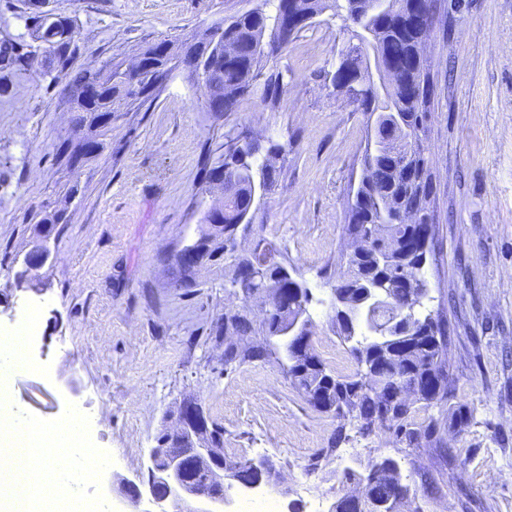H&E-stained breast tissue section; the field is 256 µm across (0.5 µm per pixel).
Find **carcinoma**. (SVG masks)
I'll use <instances>...</instances> for the list:
<instances>
[{
	"label": "carcinoma",
	"mask_w": 512,
	"mask_h": 512,
	"mask_svg": "<svg viewBox=\"0 0 512 512\" xmlns=\"http://www.w3.org/2000/svg\"><path fill=\"white\" fill-rule=\"evenodd\" d=\"M31 9L29 20L33 25L36 40L49 51L54 63L66 80L65 98L71 111L81 113L79 121H85L83 113L92 115V120L106 127L113 110L121 106H143L153 102L162 88L157 78L167 68L165 62L152 59L140 73V92L114 77V63L107 62L98 70L73 71L72 61L78 51L74 31L69 18L50 11L40 10L35 0H27ZM305 9L318 14L332 9L335 14L347 13L354 18L358 12L355 0H301ZM276 15L263 11H248L234 17L224 28V40L235 45L224 62H211L209 44L205 38L191 45L184 61L193 69H203L207 74L208 88L215 96H224V111H234L240 98L257 91L263 100L274 103L283 89L280 74H271L262 87H257L255 78L264 68L265 58L275 51H265L266 30L275 25ZM374 46L378 54V66L391 73L386 96H380L378 88L368 84L362 98L353 100L357 110L364 114L375 111L387 112L381 120L387 134L366 141L360 164L362 175L356 190L354 214L348 217L346 232L371 238L362 253L345 258L347 273L340 277L335 288L334 308L337 334L342 341L351 344L350 352L357 368L350 377H340L327 370L320 357L312 352L304 358L294 356L289 349L288 336L284 331L293 323L297 312L274 314L268 319L237 324L238 335L252 337L253 343L246 351L237 353L224 351V369L232 370L245 364L265 360L274 349H282L288 355L286 373L296 389L317 409L332 412L338 419H354L360 429L368 431L374 423L394 429L396 436L407 442V446H419L421 440L441 441L440 433L448 425L447 417L429 416L419 424L411 420L412 402L404 401L398 394L416 388L418 381L432 376L437 381L433 394H419L417 400L431 407L448 397V324L442 315H421L414 306L416 290L428 294L427 281L418 273L417 288H403L399 284L402 268L407 265L403 254V239L412 235L410 225L399 223L401 212L422 204L419 184L416 180L423 172L429 181H434L431 169L424 168L420 151L410 147L407 135L398 132V127L416 129L423 127L430 113L433 80L429 65L414 64L418 32L407 25L406 11L400 10L376 20L372 27ZM28 57L24 45L11 40L0 42V70L11 71L21 67ZM397 117L400 126L388 122ZM282 146L272 141L263 145L260 141H244L238 148V157L228 163L224 171V183L236 188L235 198L225 202L224 211L207 218L209 224H249L252 214V184L268 187L280 175L273 165ZM257 249L245 256L224 250L223 245L211 247L200 241L202 259L224 254L230 260L228 273L242 264L258 266L256 288H265L276 281L280 265L275 261L265 262L272 252L270 243L263 237L257 240ZM385 297V304H369L365 315L345 317L340 311L344 296L371 298L375 292ZM412 312L413 327L409 335L411 350L402 349V340L390 326V310ZM392 391L395 398L383 399L377 390ZM347 438L344 426L336 428L330 446L311 459V467L318 466L320 459L332 454ZM344 478L363 482L366 499L361 512H399L407 498L408 486L403 483L399 462L391 457L376 458L363 473L351 469L344 471ZM190 485L215 491L217 487L209 480V466L201 464L188 475Z\"/></svg>",
	"instance_id": "cac0c4a2"
}]
</instances>
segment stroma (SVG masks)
Here are the masks:
<instances>
[{"instance_id":"35a3bbf8","label":"stroma","mask_w":512,"mask_h":512,"mask_svg":"<svg viewBox=\"0 0 512 512\" xmlns=\"http://www.w3.org/2000/svg\"><path fill=\"white\" fill-rule=\"evenodd\" d=\"M50 9L73 22L76 68L94 70L274 5L51 0ZM3 39L24 44L30 59L0 95V329L17 328L27 303L42 304L30 356L49 368L15 381L19 410L55 420L68 404L84 405L93 444L113 459L107 475L134 481L179 401L194 396L223 427L227 458L282 464L272 489L281 512H334L337 498L362 489L345 481V468L364 471L378 456L400 463L409 487L400 512H512V0H441L427 46L436 245L424 268L426 308L448 321L450 385L447 401L414 403L412 417L459 409L468 419L449 422L440 448H409L391 429L365 434L351 424L353 456L335 452L314 469L338 419L293 387L283 351L225 371L224 347L210 333L243 300L225 292L223 261H202L186 288L175 256L211 234L203 217L222 200L202 183L203 153L220 156L232 129L284 145V171L248 235L266 237L296 269L311 292L314 351L336 374L352 373L333 327V287L370 127L331 80L349 39L342 18L326 11L269 59L266 73L283 77L277 103L255 93L234 111H207L197 76L181 67L152 104L115 110L104 129L76 124L23 0H0ZM87 139L97 141L95 154L57 160L60 143ZM40 245L50 258L25 277Z\"/></svg>"}]
</instances>
